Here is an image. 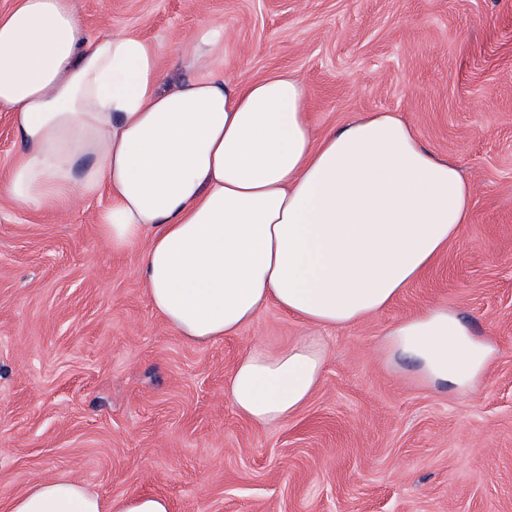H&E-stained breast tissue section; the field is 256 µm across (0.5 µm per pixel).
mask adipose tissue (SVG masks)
<instances>
[{"label": "adipose tissue", "instance_id": "ef3b65f1", "mask_svg": "<svg viewBox=\"0 0 512 512\" xmlns=\"http://www.w3.org/2000/svg\"><path fill=\"white\" fill-rule=\"evenodd\" d=\"M164 86L156 51L125 33L93 36L76 0H16L0 15V108L19 141L7 193L20 207L66 210L108 193L99 235L116 251L144 245L156 311L181 336L236 335L268 304L330 328L384 310L470 219L459 165L389 112L316 136L301 80L224 78V27L199 28ZM392 360L428 382L473 387L493 346L436 307L392 326ZM327 349L319 337L248 350L225 394L269 426L302 409ZM6 512H172L160 495L102 500L59 477L14 496Z\"/></svg>", "mask_w": 512, "mask_h": 512}]
</instances>
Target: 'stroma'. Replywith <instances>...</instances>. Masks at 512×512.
I'll list each match as a JSON object with an SVG mask.
<instances>
[{"mask_svg": "<svg viewBox=\"0 0 512 512\" xmlns=\"http://www.w3.org/2000/svg\"><path fill=\"white\" fill-rule=\"evenodd\" d=\"M94 35L134 34L166 84L201 25L224 26V76L309 89L315 135L393 112L473 195L448 251L384 310L320 328L268 305L237 335L189 342L152 306L140 248L97 233L107 196L22 208L0 109V503L66 476L103 499L149 492L172 512H512V0H77ZM495 349L466 393L390 363L383 339L430 308ZM318 336L308 403L259 427L225 380L249 349Z\"/></svg>", "mask_w": 512, "mask_h": 512, "instance_id": "35a3bbf8", "label": "stroma"}]
</instances>
